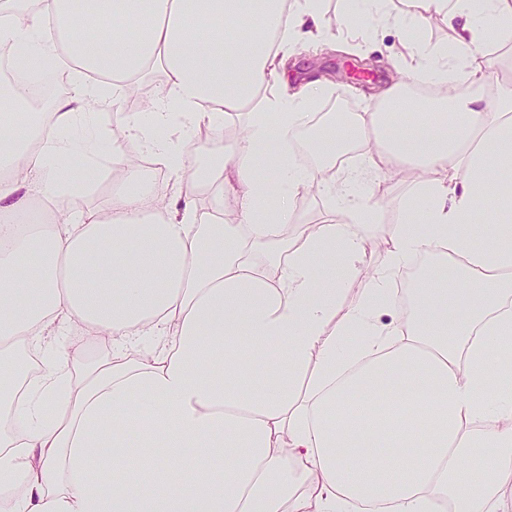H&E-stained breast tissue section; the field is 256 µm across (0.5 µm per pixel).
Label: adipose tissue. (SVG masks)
<instances>
[{
    "label": "adipose tissue",
    "mask_w": 512,
    "mask_h": 512,
    "mask_svg": "<svg viewBox=\"0 0 512 512\" xmlns=\"http://www.w3.org/2000/svg\"><path fill=\"white\" fill-rule=\"evenodd\" d=\"M94 2L0 0V46L71 75L41 126L0 123V512H512V200L488 193L512 183V84L484 52L512 38V0L400 14L349 0L352 38L438 19L456 40L394 60L403 76L314 140L317 167L294 144L330 87L290 80L288 63L331 38L325 0ZM103 15L112 34L96 42ZM154 66L162 91L124 131L167 182L131 166L87 207L71 171L112 151L91 110ZM411 79L445 102L408 97ZM233 112L245 134L192 175L182 140ZM354 140L368 144L358 164L337 167ZM408 164L430 177L395 203L384 262L362 278L370 182ZM312 186L331 207L314 232L284 234ZM213 187L226 204L202 209ZM423 254L435 262L412 317L388 320L394 275ZM75 327L112 348L81 380ZM26 345L35 378L15 363ZM107 437L112 468L92 473Z\"/></svg>",
    "instance_id": "adipose-tissue-1"
}]
</instances>
